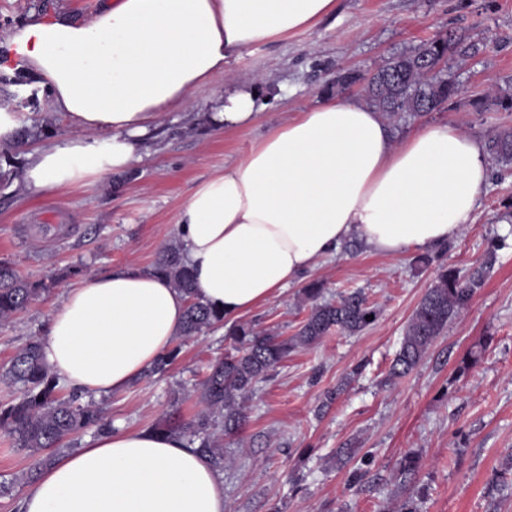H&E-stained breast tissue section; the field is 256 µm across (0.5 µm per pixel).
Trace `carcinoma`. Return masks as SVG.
<instances>
[{
    "instance_id": "1",
    "label": "carcinoma",
    "mask_w": 512,
    "mask_h": 512,
    "mask_svg": "<svg viewBox=\"0 0 512 512\" xmlns=\"http://www.w3.org/2000/svg\"><path fill=\"white\" fill-rule=\"evenodd\" d=\"M480 52V43L464 32L449 31L444 35L420 41L410 50L391 57L380 68L365 89L370 106L393 119L409 114L439 112L460 93V82L451 68L439 69L431 78L425 72L407 69L413 61L427 57L431 63L446 58L464 59ZM487 151L499 164H512V130H502L487 142ZM495 253L487 252L465 277L443 263H438L436 281L421 299L409 322L389 377L400 378L413 371L448 322L458 317L482 288L485 276L495 264ZM149 272L166 279L170 285L190 297L185 321L179 336H195L224 323V312L194 299L195 281L188 266L183 246L168 243L159 251ZM47 289L43 282L22 277L9 263L0 262V323L8 322L26 309ZM324 287L313 281L302 289L310 312L296 333L283 337L259 330L249 322L234 323L228 331L233 340L232 351L212 365L197 388L204 411L197 419L181 422L171 414L162 416L153 426L159 432H176L189 437V445L207 458L217 470L224 469L226 454L217 433L226 437L239 434L248 421L246 402L258 383L269 379L290 352L311 347L333 330L355 334L372 324L378 310L360 291L341 296L336 302L322 300ZM180 353V346L160 356L145 376L165 374ZM0 381L17 389L18 396L0 405V436L13 447L26 452L28 466L22 480L30 483L69 446L74 438L92 431L97 434L112 428L103 408L93 400L71 392H58V380L44 363L39 340L30 339L0 368ZM420 468V457L408 452L395 463L393 477L403 487L414 483ZM423 489L406 495L397 512H422Z\"/></svg>"
}]
</instances>
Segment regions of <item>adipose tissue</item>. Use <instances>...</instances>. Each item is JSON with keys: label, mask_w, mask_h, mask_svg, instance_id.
I'll use <instances>...</instances> for the list:
<instances>
[{"label": "adipose tissue", "mask_w": 512, "mask_h": 512, "mask_svg": "<svg viewBox=\"0 0 512 512\" xmlns=\"http://www.w3.org/2000/svg\"><path fill=\"white\" fill-rule=\"evenodd\" d=\"M336 0H100L90 20L33 14L0 40L81 135L30 156L28 186L53 190L128 169L140 137L226 64L333 13ZM268 101L238 88L216 121L247 126ZM107 134L105 145L88 133ZM489 163L450 124L393 141L361 97L324 96L198 185L176 223L196 292L236 319L356 238L398 256L447 244L473 223ZM187 299L135 266L83 278L50 312L41 355L72 389L122 391L166 352ZM21 512H224V484L181 436L122 427L56 459Z\"/></svg>", "instance_id": "1"}]
</instances>
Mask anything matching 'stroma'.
<instances>
[{
  "mask_svg": "<svg viewBox=\"0 0 512 512\" xmlns=\"http://www.w3.org/2000/svg\"><path fill=\"white\" fill-rule=\"evenodd\" d=\"M98 0H0V37L34 13L91 19ZM465 30L484 48L458 72L461 91L442 112L389 121L394 140L437 123L458 126L480 140L512 129V112L477 111V99L512 96V0H336V11L316 27L276 43L256 45L230 61L225 78L194 92L152 125L142 139L130 180H86L35 191L25 181L29 150L63 145L78 131L55 112L38 82L22 70L0 81V110L16 124L40 130L25 150L0 138V261L33 281L52 284L27 309L0 324V366L31 337L42 335L51 309L77 278L133 265L148 268L177 237L178 212L199 184L223 171L272 127L314 105L336 72L370 73L395 54L439 32ZM268 82V106L253 123L229 129L212 119L224 91ZM497 262L467 310L449 322L420 365L387 383L405 329L435 280L434 266L416 253L391 258L364 246L341 249L308 273L324 285V298L363 290L379 311L359 334L332 332L321 343L293 352L249 401L250 422L225 439L232 464L221 473L226 512H386L406 496L392 478L403 454H421L423 512H512V165L490 163L473 224L452 238L444 263L460 271L489 248ZM300 284L245 314L262 330L293 335L310 306ZM230 345L215 326L184 339L179 358L161 377L142 379L108 396L105 415L130 430L152 427L170 406L185 419L202 411L193 390ZM470 351L479 358L462 377L455 370ZM336 392L326 402L328 392ZM356 449L372 460L359 483L339 466L337 449ZM24 454L0 439V512H19L27 485Z\"/></svg>",
  "mask_w": 512,
  "mask_h": 512,
  "instance_id": "1",
  "label": "stroma"
}]
</instances>
